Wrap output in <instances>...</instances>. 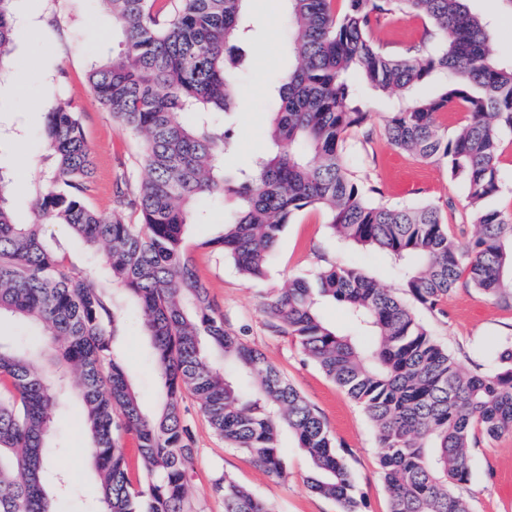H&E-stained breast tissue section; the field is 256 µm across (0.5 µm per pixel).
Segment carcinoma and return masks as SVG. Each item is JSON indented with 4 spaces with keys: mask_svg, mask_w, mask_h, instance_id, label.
Wrapping results in <instances>:
<instances>
[{
    "mask_svg": "<svg viewBox=\"0 0 512 512\" xmlns=\"http://www.w3.org/2000/svg\"><path fill=\"white\" fill-rule=\"evenodd\" d=\"M14 2L0 0V63L12 53ZM246 2L101 0L122 40L86 82L140 141V223L87 205L91 149L68 101L48 112L55 172L35 199L32 222L15 220L0 172V319L37 328L23 340L0 335V512H58L59 496L78 494L51 475L55 448L47 442L68 388L64 368L77 373L76 423L90 439L100 512H192L187 394L224 443L271 475L285 472L280 435L291 431L310 461V490L338 502L341 512H360L325 421L260 349L224 325L197 276L186 231L203 197H236L224 232L206 245L248 278L265 275L290 219L318 206L333 234L391 257L404 288L425 308L439 309L463 277L512 307V215L482 206L500 190L501 136L512 131V61L492 54L489 21L468 0H285L290 59L273 83L279 110L271 146L227 173L224 155L234 142L226 120L237 109V77L253 37ZM401 11L432 27V42L414 57L393 58L371 40L382 19ZM434 76L442 78L440 92L415 96ZM366 88L402 102L385 125L394 146L443 164L464 183L482 227L475 241L459 242L437 205L387 207L353 179L347 136L370 117ZM450 108L468 117L452 136L438 122ZM46 224L65 225L101 252L116 291L107 293L90 271L49 246ZM127 300L142 315L163 392L152 414L114 355ZM327 300L346 307L351 331L321 319ZM264 313L374 423L389 512H469L456 489L471 481V440L512 435V338L496 345L495 370L467 371L397 295L353 267L294 279ZM215 355L228 362L225 369ZM127 437L141 460L136 481L122 450ZM215 491L224 512H275L228 477Z\"/></svg>",
    "mask_w": 512,
    "mask_h": 512,
    "instance_id": "obj_1",
    "label": "carcinoma"
}]
</instances>
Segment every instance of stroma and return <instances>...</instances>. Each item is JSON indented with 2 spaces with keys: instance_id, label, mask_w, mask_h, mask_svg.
<instances>
[{
  "instance_id": "35a3bbf8",
  "label": "stroma",
  "mask_w": 512,
  "mask_h": 512,
  "mask_svg": "<svg viewBox=\"0 0 512 512\" xmlns=\"http://www.w3.org/2000/svg\"><path fill=\"white\" fill-rule=\"evenodd\" d=\"M469 6L490 21L496 54L512 56V10L502 0H469ZM15 10L14 53L9 66L0 70V170L11 182L9 204L15 218L20 223L32 220L34 200L46 186L45 176L54 159L41 133L47 113L63 99L76 105L92 149L94 185L87 203L98 211H111L117 192L134 195L144 177L134 138L117 125L85 83L90 67L119 48L112 17L97 0H17ZM248 10L256 36L232 125L236 149L225 158L229 167L243 165L266 150L271 80L288 66V21L283 0H249ZM425 30L423 19L396 13L381 22L374 39L389 54L409 56L415 54ZM367 102L369 120L361 132L348 139L358 156L355 179L364 186L377 187L375 199L386 206L434 203L452 234L465 241L475 238L480 227L472 221V206L462 183L451 180L444 165L396 149L385 134L390 101L371 95ZM234 205L230 195L220 203L208 198L199 202L203 221L187 229L199 278L225 324L262 350L326 421L336 450L350 471L361 512H388L381 450L372 421L360 404L306 358L292 336L274 326L262 305L295 277L328 265L356 267L401 297L405 291L394 263L380 251L335 237L324 212L310 207L285 226L265 276L245 279L230 260L207 245L222 233L224 212ZM413 311L470 371L493 370L494 344L512 336V308L485 298L464 280L440 310L432 312L417 305ZM114 351L146 409L156 411L161 391L135 303L126 305ZM184 405L194 434V470L188 497L195 512H224V502L213 486L226 476L273 504L276 512H340L337 502L309 490L310 463L293 433L285 431L280 436L288 470L284 476L275 477L258 467L246 452L224 444L193 397H186ZM79 407L77 395L69 394L55 416L50 442L58 451L53 465L65 471L85 494L81 500L63 499L64 512H98L93 497L98 477L82 453L88 439L73 423ZM469 457L472 480L460 494L471 512H512V435L496 440L478 438Z\"/></svg>"
}]
</instances>
